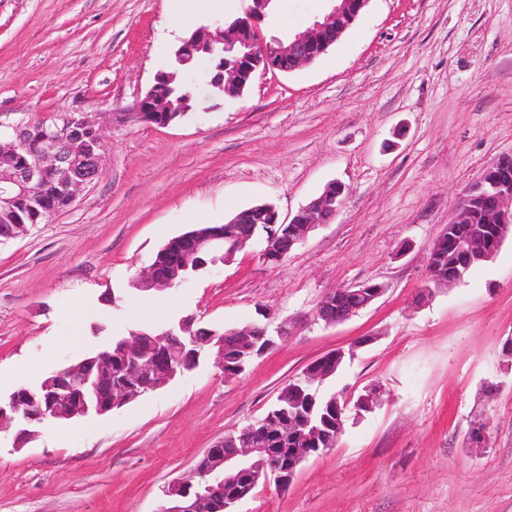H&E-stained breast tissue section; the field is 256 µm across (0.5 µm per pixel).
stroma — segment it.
<instances>
[{"label":"stroma","mask_w":512,"mask_h":512,"mask_svg":"<svg viewBox=\"0 0 512 512\" xmlns=\"http://www.w3.org/2000/svg\"><path fill=\"white\" fill-rule=\"evenodd\" d=\"M248 5L199 10L177 32L173 0H0V132L65 112L112 128L75 202L0 241V395L188 315L221 331L264 308L292 324L238 377L208 358L109 416L38 426L21 448L0 434V512H159L208 448L349 347L321 393L377 386L380 404L348 411L335 448L232 512H512V234L460 283L420 293L460 194L512 153V0H370L310 65L200 96L166 127L128 118L181 34ZM331 7L278 0L264 31L287 36ZM334 180L347 190L335 220L279 264L255 242L179 287L135 289L168 239L256 204L291 217ZM364 282L383 284L375 303L315 320L325 293Z\"/></svg>","instance_id":"35a3bbf8"}]
</instances>
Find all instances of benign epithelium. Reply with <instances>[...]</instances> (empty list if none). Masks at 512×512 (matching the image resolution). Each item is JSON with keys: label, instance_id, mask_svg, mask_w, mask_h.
Returning a JSON list of instances; mask_svg holds the SVG:
<instances>
[{"label": "benign epithelium", "instance_id": "1", "mask_svg": "<svg viewBox=\"0 0 512 512\" xmlns=\"http://www.w3.org/2000/svg\"><path fill=\"white\" fill-rule=\"evenodd\" d=\"M370 0H333L331 10L311 26L288 37L267 36L263 24L272 12L273 0H250L245 15L221 29L200 26L181 40L174 52L182 66L201 52L219 61L217 74L207 81L209 86L233 88L238 92L251 83L258 70L290 73L323 56L354 23ZM178 84L177 71L156 74L154 83L133 104V115L141 122L165 126L174 120L173 112H183L170 100ZM103 126L87 113L69 114L60 126L32 128L17 125L0 149L32 148V163L0 174V209L13 211L28 205L42 215V220L58 212L47 206L39 194L46 173L56 176L57 192L70 201L100 172ZM345 186L329 183L323 192L302 207L286 222L270 204H260L237 212L226 227L206 234L186 232L178 237L189 253L210 256L209 263L228 264L237 252L259 240L262 257L270 264L280 263L308 234L322 224L331 223L343 203ZM263 212L264 224L253 223L254 213ZM512 229V155H504L490 164L480 179L460 196L448 227L434 241L427 256L425 290L432 285H453L461 282L471 265L492 259ZM448 250V278L435 276L433 262ZM189 264L179 260L163 269L152 263L143 271L137 285L144 290H164L191 278ZM384 291L379 285L362 284L341 287L327 293L318 303L314 318L327 325L349 319L370 306ZM205 339L187 336L184 329L170 328L146 349L133 336L124 340L117 350L105 348L81 361L54 373L36 389L21 387L7 398H0V432L10 428L15 440L22 443L32 436L30 427L58 423L88 415L102 416L125 404L129 399L157 391L178 376L195 370L208 353L217 348V360L224 364V338L264 342L261 351H268L290 335L288 325L272 335L265 324L250 322L219 334L204 332ZM125 361L121 375H112L113 354ZM345 353L334 351L325 359L314 361L302 372L296 385L310 390L333 375ZM296 431L290 421L274 412L241 429L229 440L219 441L196 461L195 477L174 481L164 490L167 506L160 512H199L206 501L219 503V510L248 497L261 482L273 479L288 485L298 467L310 452L294 449L293 462L289 449L273 448L271 444L288 440Z\"/></svg>", "mask_w": 512, "mask_h": 512}]
</instances>
